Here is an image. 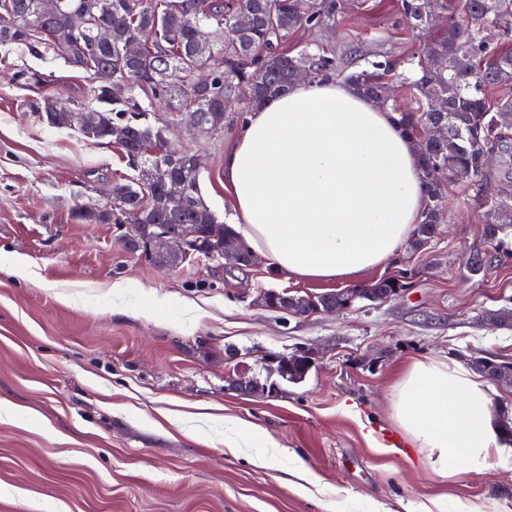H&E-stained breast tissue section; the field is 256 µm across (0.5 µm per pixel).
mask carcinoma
<instances>
[{
    "mask_svg": "<svg viewBox=\"0 0 512 512\" xmlns=\"http://www.w3.org/2000/svg\"><path fill=\"white\" fill-rule=\"evenodd\" d=\"M62 10L52 20L41 16L37 0H0V14L14 17L11 26H0V48L16 47L33 56L53 53L77 69L93 76L110 67L116 82L124 85L118 95L99 87L90 93L98 106H88V128L92 139L107 140L105 121H121L128 127L126 156L138 149L162 146L167 130L141 121L146 109L138 96L163 103L166 111L193 118L205 127L224 113L220 100L226 95L241 98L240 112H250L288 91L292 75L301 67L310 80L336 74V59L307 50L291 56L283 50L289 34L299 28L319 30L336 24L342 13L341 0H61ZM398 6L412 30L421 32L436 15L448 16V26L434 32L423 45V56H444L448 70L437 72L418 62L419 74L411 81L422 108L398 113L397 124L417 142L423 173L426 204L414 229L412 247H421L435 237L447 203L448 183L461 170L470 171L485 208L483 235L497 258L512 256L509 225L512 197L507 199L488 186L491 172L480 165V155L494 151L502 165L512 170V125L501 122L500 111L512 109V50L491 49L482 41L481 30L512 19V0H400ZM111 29L112 45L98 39L96 24ZM151 34L141 58L128 62L119 56L120 44L131 37ZM216 70L217 82L208 92L197 93L191 80L196 68ZM396 70L390 61L346 75V81L361 95L377 103L387 78ZM499 93L496 101L488 92ZM445 99L444 108L433 111L434 99ZM438 122L451 127V139L436 143L420 137L423 127ZM170 155L144 154L139 158L140 175L109 189L110 209L77 207L73 218L87 224H153L154 231L195 228L199 244L208 240L211 227L220 223L203 200L200 171L193 153L173 144ZM175 179L185 194L154 208L153 196L164 183ZM404 287L397 277L380 278L365 292H391ZM284 292L269 289L259 296L267 310L284 309ZM309 306L348 304L349 294L322 293L308 296ZM479 373L490 378L500 373L512 376V362L482 358ZM311 369L301 353L288 356V366L277 374L299 382Z\"/></svg>",
    "mask_w": 512,
    "mask_h": 512,
    "instance_id": "cac0c4a2",
    "label": "carcinoma"
}]
</instances>
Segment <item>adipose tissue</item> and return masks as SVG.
<instances>
[{
  "mask_svg": "<svg viewBox=\"0 0 512 512\" xmlns=\"http://www.w3.org/2000/svg\"><path fill=\"white\" fill-rule=\"evenodd\" d=\"M224 186L246 240L281 272L351 280L391 260L425 206L414 140L349 83L300 82L251 112L224 153ZM399 427L436 476L479 475L512 456L493 387L455 362L407 364Z\"/></svg>",
  "mask_w": 512,
  "mask_h": 512,
  "instance_id": "adipose-tissue-1",
  "label": "adipose tissue"
}]
</instances>
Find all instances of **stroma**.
I'll return each mask as SVG.
<instances>
[{
	"mask_svg": "<svg viewBox=\"0 0 512 512\" xmlns=\"http://www.w3.org/2000/svg\"><path fill=\"white\" fill-rule=\"evenodd\" d=\"M422 46L397 0H349L336 26L297 30L288 52L325 50L343 72L395 61L396 103L414 99L409 82ZM48 75L28 86L31 72ZM87 73L57 56L18 49L0 60V512H436L460 502L471 512H512V459L480 475L444 480L399 434L392 387L417 358L467 364L472 354L512 362V325L489 326L487 311L512 308V257L480 275L468 264L486 251L485 211L465 182L448 187V210L430 243L363 274L356 283L271 276L264 259L225 271L194 259L165 272L128 252L117 224H79L80 204L108 207L111 186L135 172L121 149L50 125L32 103L42 92L74 107L90 103ZM180 143L203 158L200 188L220 221L234 212L224 189V152L245 124L230 114L214 135L192 136L173 116ZM26 256L33 275L13 274ZM408 271L391 301H355L336 316L296 319L255 306L270 288L298 294L344 292ZM128 282L125 311L113 313L111 285ZM168 298L145 316L146 294ZM235 352L225 359V349ZM316 352L303 381L268 373L263 361ZM275 384V396L229 388L237 371ZM265 430L273 466L255 449H229L224 420ZM300 458L316 477L296 490Z\"/></svg>",
	"mask_w": 512,
	"mask_h": 512,
	"instance_id": "stroma-1",
	"label": "stroma"
}]
</instances>
